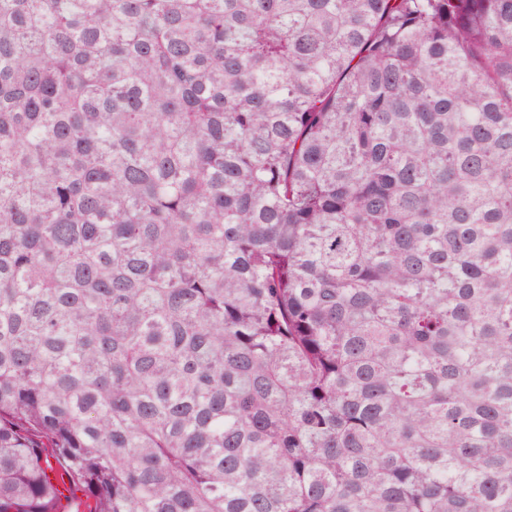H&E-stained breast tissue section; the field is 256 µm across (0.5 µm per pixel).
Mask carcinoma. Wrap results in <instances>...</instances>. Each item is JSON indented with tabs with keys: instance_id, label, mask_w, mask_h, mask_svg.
Masks as SVG:
<instances>
[{
	"instance_id": "cac0c4a2",
	"label": "carcinoma",
	"mask_w": 512,
	"mask_h": 512,
	"mask_svg": "<svg viewBox=\"0 0 512 512\" xmlns=\"http://www.w3.org/2000/svg\"><path fill=\"white\" fill-rule=\"evenodd\" d=\"M512 512V0H0V512ZM59 507L62 512H81L85 510L86 498L83 492L71 486L65 478V483H60Z\"/></svg>"
}]
</instances>
